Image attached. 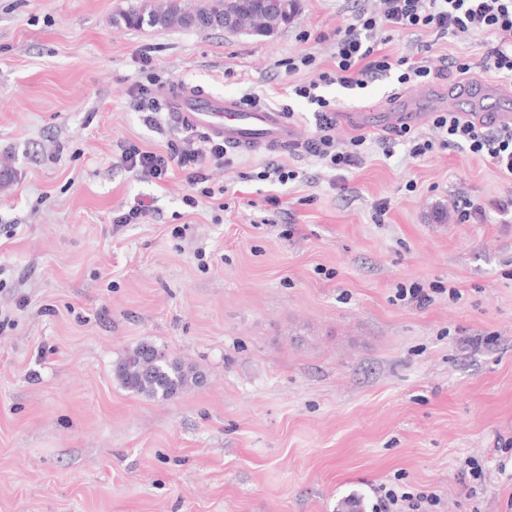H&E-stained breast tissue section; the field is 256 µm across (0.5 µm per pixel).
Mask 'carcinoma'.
<instances>
[{"instance_id": "1", "label": "carcinoma", "mask_w": 512, "mask_h": 512, "mask_svg": "<svg viewBox=\"0 0 512 512\" xmlns=\"http://www.w3.org/2000/svg\"><path fill=\"white\" fill-rule=\"evenodd\" d=\"M266 0H201L191 5L186 0H163L155 6L149 2L135 5L121 13L116 24L141 28L143 23L159 28L222 29L236 32L247 24L250 33L268 37L288 25L284 16L265 8ZM158 347L143 342L126 352L114 368L113 375L127 390L151 400H170L180 392L203 382L197 368L165 353L159 359L148 356Z\"/></svg>"}]
</instances>
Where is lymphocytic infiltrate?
Wrapping results in <instances>:
<instances>
[{
    "label": "lymphocytic infiltrate",
    "mask_w": 512,
    "mask_h": 512,
    "mask_svg": "<svg viewBox=\"0 0 512 512\" xmlns=\"http://www.w3.org/2000/svg\"><path fill=\"white\" fill-rule=\"evenodd\" d=\"M379 13H360L356 23L337 28L334 66L323 71L319 81L294 85L292 93L312 106L316 118V133L306 143L311 156L329 161L331 167L343 170L354 165L356 147L366 138L353 139L352 150H337L331 135L338 110L334 101L320 94L323 86L337 85L345 89L365 87L368 81L395 74L399 84L429 82L437 78L426 59L394 58L385 54L384 45L391 33L428 30L437 38L494 37L488 49L484 66L499 78L512 83V0H383ZM433 126L436 140H411L410 154L426 155L434 146H453L484 157L500 173L512 176V128H491L481 121L460 112L436 113ZM226 156L223 142L200 137L198 145L170 147L165 152L144 151L131 146L121 154V163L127 169L154 179H163L172 168H180L187 181L200 186V196L188 195L186 206L194 208L199 197L212 198L216 192L207 184V162L223 163Z\"/></svg>",
    "instance_id": "1"
}]
</instances>
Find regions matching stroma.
<instances>
[{"instance_id":"35a3bbf8","label":"stroma","mask_w":512,"mask_h":512,"mask_svg":"<svg viewBox=\"0 0 512 512\" xmlns=\"http://www.w3.org/2000/svg\"><path fill=\"white\" fill-rule=\"evenodd\" d=\"M140 2L0 0V162L14 173L0 186V512H336L349 495L377 512L383 485L437 494L436 512H512V181L469 151L414 158L372 130L408 108L424 116L413 135L435 139L461 77L323 88L337 147L367 138L352 168L231 151L208 168L222 201L191 208L183 172L120 162L183 141L156 89L291 106L308 141L313 110L283 87L317 80L336 27L380 2L299 0L266 38L115 25ZM488 43L416 31L386 51L467 59L491 91L483 111H512ZM309 52L316 67L287 72ZM277 162L298 178L259 180ZM463 195L478 219L458 220ZM137 201L147 223H116ZM413 285L429 305L399 300ZM143 341L203 384L163 402L125 389L113 366ZM469 460L484 481L462 479Z\"/></svg>"}]
</instances>
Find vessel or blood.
I'll list each match as a JSON object with an SVG mask.
<instances>
[{
  "label": "vessel or blood",
  "mask_w": 512,
  "mask_h": 512,
  "mask_svg": "<svg viewBox=\"0 0 512 512\" xmlns=\"http://www.w3.org/2000/svg\"><path fill=\"white\" fill-rule=\"evenodd\" d=\"M165 109L182 126L220 140L227 149L246 152H287L298 148L295 127L283 113L248 106L204 89L170 83L158 92Z\"/></svg>",
  "instance_id": "obj_1"
}]
</instances>
